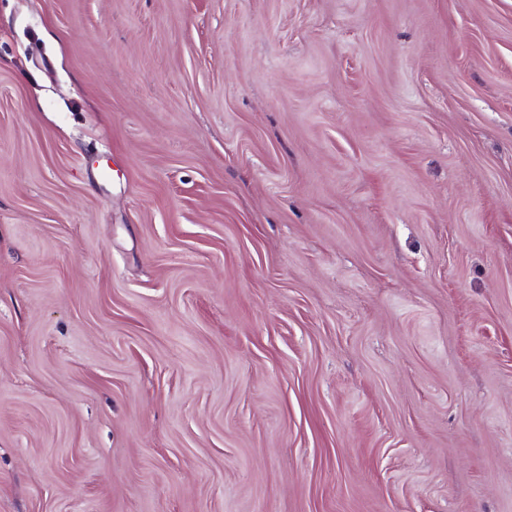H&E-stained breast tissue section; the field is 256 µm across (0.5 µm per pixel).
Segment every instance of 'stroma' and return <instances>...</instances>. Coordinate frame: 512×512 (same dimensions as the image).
<instances>
[{
  "label": "stroma",
  "mask_w": 512,
  "mask_h": 512,
  "mask_svg": "<svg viewBox=\"0 0 512 512\" xmlns=\"http://www.w3.org/2000/svg\"><path fill=\"white\" fill-rule=\"evenodd\" d=\"M0 512H512V0H0Z\"/></svg>",
  "instance_id": "1"
}]
</instances>
